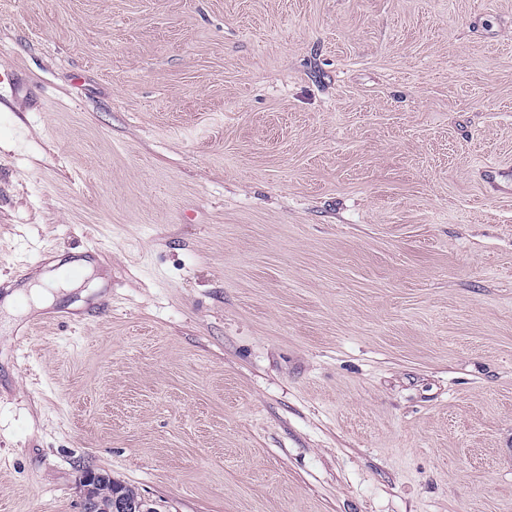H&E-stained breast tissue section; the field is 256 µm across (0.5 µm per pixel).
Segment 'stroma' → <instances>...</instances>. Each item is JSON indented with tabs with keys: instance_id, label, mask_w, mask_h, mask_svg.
<instances>
[{
	"instance_id": "35a3bbf8",
	"label": "stroma",
	"mask_w": 512,
	"mask_h": 512,
	"mask_svg": "<svg viewBox=\"0 0 512 512\" xmlns=\"http://www.w3.org/2000/svg\"><path fill=\"white\" fill-rule=\"evenodd\" d=\"M0 512H512V0H0ZM96 500L99 503V508L103 509L109 506L112 499L119 497L122 498L125 503L138 505L142 501V496L131 486H127L112 479L110 474L107 475L102 482H100L93 491ZM126 505L114 501L113 512H130L127 511Z\"/></svg>"
}]
</instances>
